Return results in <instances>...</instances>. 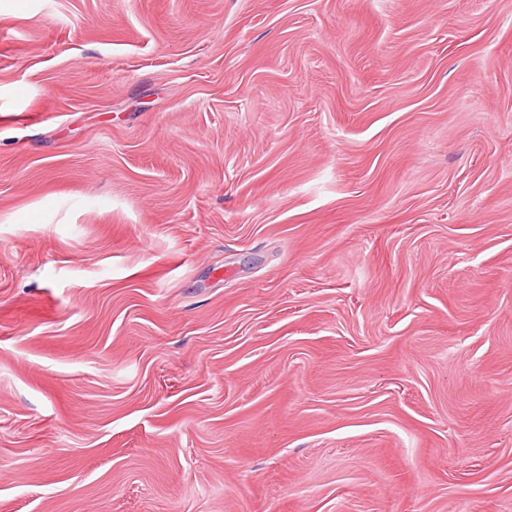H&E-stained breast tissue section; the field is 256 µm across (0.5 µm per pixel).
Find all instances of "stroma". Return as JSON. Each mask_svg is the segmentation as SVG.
<instances>
[{"mask_svg":"<svg viewBox=\"0 0 512 512\" xmlns=\"http://www.w3.org/2000/svg\"><path fill=\"white\" fill-rule=\"evenodd\" d=\"M0 512H512V0H0Z\"/></svg>","mask_w":512,"mask_h":512,"instance_id":"35a3bbf8","label":"stroma"}]
</instances>
